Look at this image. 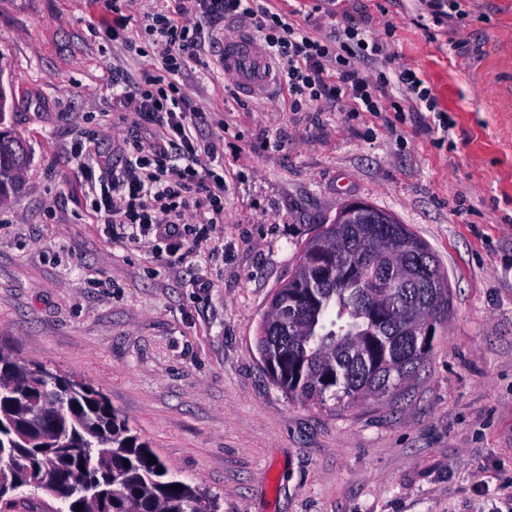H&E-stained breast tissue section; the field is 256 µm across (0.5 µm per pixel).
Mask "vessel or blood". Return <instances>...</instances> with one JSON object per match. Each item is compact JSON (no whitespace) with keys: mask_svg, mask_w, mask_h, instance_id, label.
<instances>
[{"mask_svg":"<svg viewBox=\"0 0 512 512\" xmlns=\"http://www.w3.org/2000/svg\"><path fill=\"white\" fill-rule=\"evenodd\" d=\"M218 63L245 95L264 98L275 81L267 49L250 34L241 32L224 39Z\"/></svg>","mask_w":512,"mask_h":512,"instance_id":"1","label":"vessel or blood"}]
</instances>
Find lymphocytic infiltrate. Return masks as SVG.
Masks as SVG:
<instances>
[{
    "label": "lymphocytic infiltrate",
    "mask_w": 512,
    "mask_h": 512,
    "mask_svg": "<svg viewBox=\"0 0 512 512\" xmlns=\"http://www.w3.org/2000/svg\"><path fill=\"white\" fill-rule=\"evenodd\" d=\"M99 3L98 25L105 36L154 64L138 83L113 74V106L156 126L157 132L149 142L133 141L120 163L100 169L83 165L87 180L99 185L93 212L107 238L164 243L170 265L182 260L186 241L208 240L224 221V174L217 168L224 138L200 137L208 116L181 81L190 63L214 53L222 39L217 25L224 19L254 27L281 74L288 110L340 102L350 112L376 113L393 83L412 111L439 109L431 86L412 69L375 84L364 76L362 65L386 53L380 39L355 27L316 35L274 0H170L144 17L151 40L147 48L127 34L130 0Z\"/></svg>",
    "instance_id": "lymphocytic-infiltrate-1"
}]
</instances>
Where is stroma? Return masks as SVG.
<instances>
[{
	"label": "stroma",
	"instance_id": "1",
	"mask_svg": "<svg viewBox=\"0 0 512 512\" xmlns=\"http://www.w3.org/2000/svg\"><path fill=\"white\" fill-rule=\"evenodd\" d=\"M342 0L410 67L429 112L284 111L194 62L183 81L224 136V222L176 267L153 244L108 239L73 144L114 155L112 73L149 65L98 30L93 0H0V82L31 163L0 203V346L86 381L179 479L220 512H512V0ZM392 213L452 290L416 376L380 400L309 406L271 383L256 347L273 290L339 207Z\"/></svg>",
	"mask_w": 512,
	"mask_h": 512
}]
</instances>
